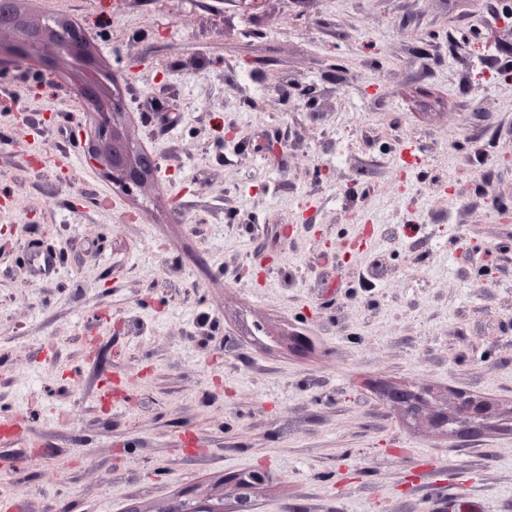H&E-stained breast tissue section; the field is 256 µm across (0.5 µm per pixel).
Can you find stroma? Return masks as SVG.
I'll return each instance as SVG.
<instances>
[{
	"label": "stroma",
	"instance_id": "obj_1",
	"mask_svg": "<svg viewBox=\"0 0 512 512\" xmlns=\"http://www.w3.org/2000/svg\"><path fill=\"white\" fill-rule=\"evenodd\" d=\"M19 5L81 27L161 168L85 163L80 72L0 74L9 512H235L252 470L253 512H512L504 0Z\"/></svg>",
	"mask_w": 512,
	"mask_h": 512
}]
</instances>
